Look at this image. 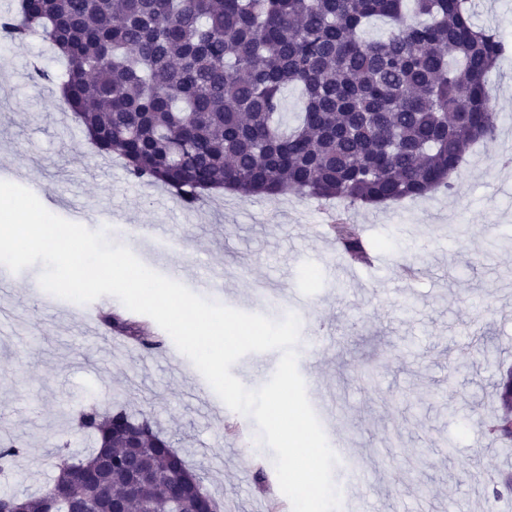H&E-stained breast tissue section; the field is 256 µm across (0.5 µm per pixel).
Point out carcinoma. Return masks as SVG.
Listing matches in <instances>:
<instances>
[{"instance_id": "1", "label": "carcinoma", "mask_w": 512, "mask_h": 512, "mask_svg": "<svg viewBox=\"0 0 512 512\" xmlns=\"http://www.w3.org/2000/svg\"><path fill=\"white\" fill-rule=\"evenodd\" d=\"M18 0L0 14V40L39 37L65 62L63 100L96 152L115 155L132 182L163 185L193 207L207 192L242 197L293 193L351 206L423 197L448 186L466 150L490 138L485 76L505 52L472 21L470 0ZM389 27L363 37L371 21ZM300 89L299 123L281 127V90ZM345 250L365 257L342 215ZM147 351L161 341L108 318ZM492 425L512 440V368L497 382ZM139 437L154 478L130 488L112 422ZM77 431L94 451L57 466L52 487L25 498L28 512L71 499L100 512H166L180 478L178 453L152 418L91 406ZM112 452L107 485L94 472ZM0 441V473L24 454Z\"/></svg>"}]
</instances>
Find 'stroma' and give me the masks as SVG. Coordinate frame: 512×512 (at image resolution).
I'll return each mask as SVG.
<instances>
[{
  "label": "stroma",
  "mask_w": 512,
  "mask_h": 512,
  "mask_svg": "<svg viewBox=\"0 0 512 512\" xmlns=\"http://www.w3.org/2000/svg\"><path fill=\"white\" fill-rule=\"evenodd\" d=\"M472 7L474 23L509 45L486 79L496 132L466 153L451 189L376 206L215 193L184 207L163 186L129 182L119 160L92 148L56 84L32 79L33 68H63L46 43H0V180L66 220L110 227L111 241L138 256L144 242L125 228L166 225L154 242L167 257L158 273L179 263L181 283L200 296L203 279L219 277V303L274 320L297 314L299 372L308 392L333 398L338 413L322 427L359 469L354 480L351 463L333 471L344 512L361 496L369 512H512V499L486 498L512 469V442L485 430L499 407L498 368L512 365V247L499 244L512 237V0ZM336 213L357 225L366 261L326 233ZM42 269L10 273L0 298V438L28 445L0 492L43 493L57 443L89 452L71 420L94 405L151 415L222 512H292L255 420L203 413L202 401L220 398L172 339L147 354L104 322L112 315L161 335L151 318L107 295L93 324L81 304L42 306ZM279 359L250 353L231 372L256 389Z\"/></svg>",
  "instance_id": "35a3bbf8"
}]
</instances>
